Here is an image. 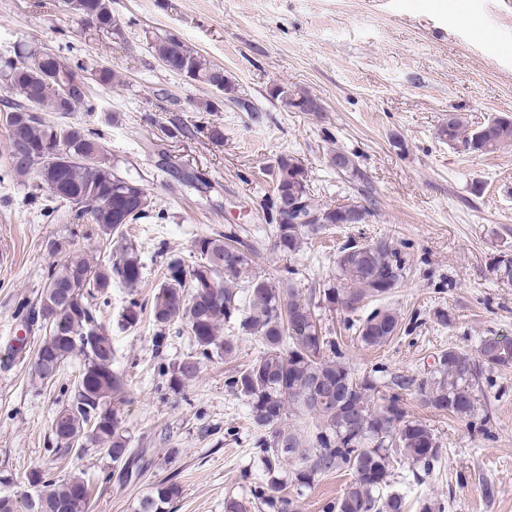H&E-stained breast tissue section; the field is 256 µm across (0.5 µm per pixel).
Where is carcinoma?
<instances>
[{"label": "carcinoma", "instance_id": "1", "mask_svg": "<svg viewBox=\"0 0 512 512\" xmlns=\"http://www.w3.org/2000/svg\"><path fill=\"white\" fill-rule=\"evenodd\" d=\"M66 6L87 25L99 30L114 26L110 0H66ZM157 60L168 63L188 79L221 88L224 99L237 103V85L224 68L211 63L173 34L151 43ZM41 51L25 49L7 59L0 70L19 101L0 113L7 138L5 175L26 177L40 172L44 162L62 151L68 163L54 176L57 188L52 197L70 206L71 224H89L87 238L103 248L72 251L63 240L50 243L62 259L49 266L43 290L25 316V326L40 322L48 335L34 354L33 373L51 381L63 363L79 357L83 369L74 396L53 420L59 448L70 451L84 440L96 444L117 465L133 460L129 440L123 434L120 411L125 388L112 368V336L98 317L94 300L118 282L134 292L143 280L144 265L137 247L124 235L128 224L144 218L151 208L143 184L114 172L104 154L99 133L78 125L51 123L42 113L66 116L83 108L96 110L94 95L85 84V61L63 63L52 53L39 60ZM285 108L318 112L321 106L308 91L295 85L287 91L271 92ZM177 132L194 139L224 141V131L199 117L190 125L175 126ZM448 146L464 152L489 154L512 145V116H493L481 128H470L460 113L448 114V125L440 129ZM311 177L295 156L284 153L276 159L273 190L260 207L271 226L273 248L294 254L305 240L347 222L342 206H319L311 197ZM111 206L103 207L105 202ZM117 248L110 250V243ZM197 262L185 266L179 258L169 259L161 283L150 305L135 299L128 302L123 322L135 327L147 310L157 327L154 346L163 345L165 331L184 322L193 338L197 355L190 356L169 373L174 391L197 377L198 357L213 354L226 358L238 349V338L219 336L223 325L238 324L245 335L259 337L265 349L251 365L236 372L229 387L243 397L250 416L259 427H275L265 443V467L273 473L293 459L301 463L295 482L311 486L316 476L348 470L353 479L330 512H381L379 493L389 476L388 449L394 448L411 465L429 470L440 454L433 430L407 415L400 397L393 395L374 403L381 381L369 374L354 376L345 355L334 341L322 334L311 303L292 288L288 278L277 283L254 271L256 251L243 246L235 228L192 241ZM401 251L386 238L348 242L336 254V281L318 290L320 301L354 312L369 298L388 294L406 276ZM401 329L400 317L387 308H375L359 320L358 341L365 347L387 343ZM512 367V339L484 337L476 354L456 349L440 353L435 376L415 382L396 377L399 389L416 386L421 399L432 408L457 418L474 414L483 373ZM319 420L304 434L280 427L287 415ZM37 498L30 512H89V482L84 473L55 480L33 469L27 476ZM10 480H0V512H19L16 495L3 489ZM277 478L258 490L256 498L275 512H296L293 499L281 495ZM180 495L170 480L158 483L141 502L140 512H168Z\"/></svg>", "mask_w": 512, "mask_h": 512}]
</instances>
